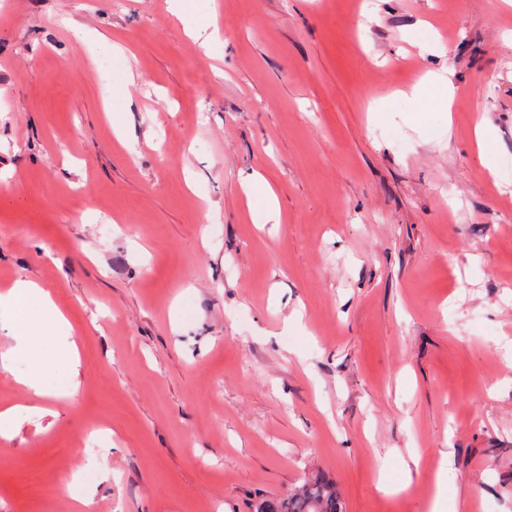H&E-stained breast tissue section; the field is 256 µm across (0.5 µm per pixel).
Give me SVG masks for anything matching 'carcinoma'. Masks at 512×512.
Here are the masks:
<instances>
[{"instance_id": "obj_1", "label": "carcinoma", "mask_w": 512, "mask_h": 512, "mask_svg": "<svg viewBox=\"0 0 512 512\" xmlns=\"http://www.w3.org/2000/svg\"><path fill=\"white\" fill-rule=\"evenodd\" d=\"M336 482L321 475L309 477L284 498L261 500L256 512H344Z\"/></svg>"}]
</instances>
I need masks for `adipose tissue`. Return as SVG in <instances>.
<instances>
[{
	"instance_id": "adipose-tissue-1",
	"label": "adipose tissue",
	"mask_w": 512,
	"mask_h": 512,
	"mask_svg": "<svg viewBox=\"0 0 512 512\" xmlns=\"http://www.w3.org/2000/svg\"><path fill=\"white\" fill-rule=\"evenodd\" d=\"M15 300L22 302L24 307V315L15 326L21 340L20 350L34 367L33 372L21 377L19 383L33 396L41 397L47 393L44 372L55 361H63L68 374H76L78 348L66 317L48 291L35 282L20 280L6 294H0V303ZM48 321L56 329L51 336L43 330L44 323Z\"/></svg>"
}]
</instances>
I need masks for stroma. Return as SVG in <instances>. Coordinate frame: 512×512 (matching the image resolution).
<instances>
[{
	"label": "stroma",
	"mask_w": 512,
	"mask_h": 512,
	"mask_svg": "<svg viewBox=\"0 0 512 512\" xmlns=\"http://www.w3.org/2000/svg\"><path fill=\"white\" fill-rule=\"evenodd\" d=\"M215 7L204 53L167 0H0V294L46 289L81 360L32 398L0 307V512H72L75 480L93 512H254L318 472L346 512L439 479L512 512V5ZM245 192L249 199L257 193L262 194L264 197L265 203L262 210L260 213L253 215V219L257 224L280 223V214L276 198L269 184L260 173H253L251 178L247 181Z\"/></svg>",
	"instance_id": "35a3bbf8"
}]
</instances>
